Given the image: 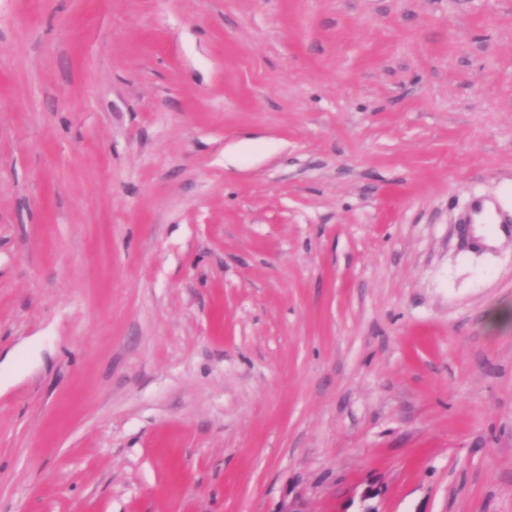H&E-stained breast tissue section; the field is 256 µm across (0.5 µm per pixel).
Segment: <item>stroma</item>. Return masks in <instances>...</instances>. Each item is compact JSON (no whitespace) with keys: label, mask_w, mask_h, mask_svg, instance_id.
<instances>
[{"label":"stroma","mask_w":512,"mask_h":512,"mask_svg":"<svg viewBox=\"0 0 512 512\" xmlns=\"http://www.w3.org/2000/svg\"><path fill=\"white\" fill-rule=\"evenodd\" d=\"M500 309L512 0H0V512H512Z\"/></svg>","instance_id":"35a3bbf8"}]
</instances>
